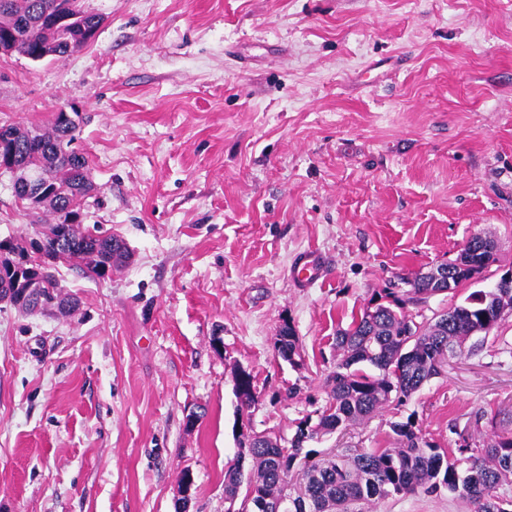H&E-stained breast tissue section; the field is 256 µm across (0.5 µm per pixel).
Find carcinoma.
<instances>
[{
	"label": "carcinoma",
	"instance_id": "cac0c4a2",
	"mask_svg": "<svg viewBox=\"0 0 512 512\" xmlns=\"http://www.w3.org/2000/svg\"><path fill=\"white\" fill-rule=\"evenodd\" d=\"M51 2L9 0V6L0 8V33L17 35L23 53H39L41 31L50 28ZM58 47L66 55L83 49L84 43L67 30ZM79 128L57 112L48 131L17 126L10 130L20 163L41 171L42 194L52 196L53 236L42 235L34 253L80 259L87 273L104 278L123 264L121 257L129 251L117 236L80 229L82 191L92 182L87 159L74 146ZM32 140L41 149H28ZM469 259L465 246L456 258L443 263L456 271L454 286L482 273ZM29 266L33 276L46 283V301L55 302L61 311L76 305L37 260ZM409 285L407 291L382 289L348 328L336 331L331 400L317 424L299 421L287 448L265 434L243 436L236 462L224 473L225 512L248 496L254 512H369L375 503L395 495L442 489L467 504L470 512H512V494L502 490L512 482V431L496 433L480 444L461 435L456 447L441 448L419 435L409 418L393 426L396 441L391 448H356L345 455L305 448L324 432L360 424L390 404H401L440 375L448 357L484 331V319L494 327L512 311V286L490 288L450 306L448 318L439 315L418 323L408 306L438 294L439 289L430 287L421 273ZM275 350L289 365H303L299 336L287 321L276 336ZM363 363L378 373L359 368Z\"/></svg>",
	"mask_w": 512,
	"mask_h": 512
}]
</instances>
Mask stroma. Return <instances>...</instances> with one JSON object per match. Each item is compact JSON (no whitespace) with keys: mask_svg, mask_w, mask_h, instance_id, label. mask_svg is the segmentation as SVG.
I'll list each match as a JSON object with an SVG mask.
<instances>
[{"mask_svg":"<svg viewBox=\"0 0 512 512\" xmlns=\"http://www.w3.org/2000/svg\"><path fill=\"white\" fill-rule=\"evenodd\" d=\"M81 51L0 55V125L83 114V228L132 256L108 277L51 271L69 315L0 303V512H224L241 434L288 440L329 401L336 332L381 289L498 243L479 279L413 306L430 321L512 271V0H84ZM51 218L0 173V239ZM329 266L294 283L299 252ZM302 367L275 351L283 322ZM221 345H214V337ZM257 396L242 407L239 372ZM298 387L289 396V387ZM455 447L512 429V314L401 406L314 441ZM373 512H468L447 490Z\"/></svg>","mask_w":512,"mask_h":512,"instance_id":"35a3bbf8","label":"stroma"}]
</instances>
